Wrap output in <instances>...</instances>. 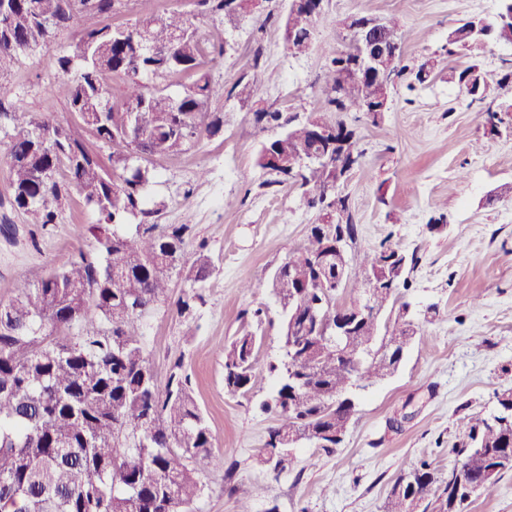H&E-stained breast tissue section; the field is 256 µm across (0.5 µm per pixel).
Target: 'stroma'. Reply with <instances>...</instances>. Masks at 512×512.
I'll use <instances>...</instances> for the list:
<instances>
[{
    "mask_svg": "<svg viewBox=\"0 0 512 512\" xmlns=\"http://www.w3.org/2000/svg\"><path fill=\"white\" fill-rule=\"evenodd\" d=\"M307 52L289 50L279 24L265 12L281 14L283 0H263L259 13L235 22L213 19L186 0L181 11L191 31L213 47L228 46L223 60L205 62L214 80L232 87L239 79L257 81L260 96L243 101L227 95L210 101L222 113L221 131L179 156L150 163V193L164 207L161 224H188L186 253L204 251L213 271L205 302L188 317L161 305L145 318V346L158 374L183 358L194 397L205 412L224 466L202 474V512H381L403 466L429 462L437 474L461 463L466 442L461 425L489 413L496 394L512 389V200L488 201L512 183V135L491 132L478 111L512 103V81L475 101L448 80L442 48L460 20L491 15L498 0H324ZM390 17L402 35L405 64L431 58L428 82L408 90L397 81L380 122L364 113L343 112L364 152L349 175L345 192L358 228L355 247L371 252L388 243L419 261L402 291L419 332L398 371L358 390L356 412L343 443L333 452L297 449L294 472L277 477L257 460L274 423L260 403L271 390L268 363L284 354L280 307L270 296V274L303 241L317 212L301 201L295 187L272 184L255 162L261 140L271 130L255 114L279 108L308 119L326 110L320 80L324 66L346 43L342 20L351 16ZM77 32H58L49 48L20 55L1 77L12 104L33 116L52 117L82 139L101 161L111 150L93 135L66 100L49 93L56 72L54 55L72 53ZM261 59H254V51ZM10 139L0 130V302L14 295V280L46 276L61 259L91 251L93 211L78 193L58 207L56 223H30L9 202L7 153ZM206 179H199L200 171ZM251 290H244V282ZM264 303L263 339L255 352L253 394L224 390L221 349L237 336L245 310ZM397 419L399 430L388 423Z\"/></svg>",
    "mask_w": 512,
    "mask_h": 512,
    "instance_id": "stroma-1",
    "label": "stroma"
}]
</instances>
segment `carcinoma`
Masks as SVG:
<instances>
[{"label": "carcinoma", "instance_id": "cac0c4a2", "mask_svg": "<svg viewBox=\"0 0 512 512\" xmlns=\"http://www.w3.org/2000/svg\"><path fill=\"white\" fill-rule=\"evenodd\" d=\"M125 0H13L12 37L0 35V73L30 48L51 44L62 29H79L81 42L108 45L106 64L82 62L78 52L54 57L58 79L52 94L67 100L77 114L97 108L106 96L103 76L118 75L125 87L121 105L94 113L86 122L97 137L112 145V170L79 138L52 118H33L19 107L0 111V121L13 128L7 162L13 206L31 216L33 224H53L56 204L73 185L96 214L92 225L96 251L79 252L37 283L17 277L14 297L0 303V512H198L205 494L200 474L224 467L213 448V435L196 403L183 359L176 358L165 379L157 377L144 346L143 318L168 299L169 274L184 271L185 289L175 303L184 317L204 301L212 273L210 257L200 250L186 257L188 224L164 227L149 222L163 203L149 198L151 175L146 163L186 151L202 131L213 135L224 124L208 102L224 95V85L202 70L203 60L217 52L196 37L175 39L186 27L179 13H153L128 26L119 40L114 27L97 19L119 12ZM204 11L232 22L226 0H195ZM43 5L49 25L36 21L34 6ZM284 28L311 36L301 11L281 19ZM146 34L148 54L138 40ZM350 58L340 51L331 58L322 79L328 104L356 110L362 98L372 102L379 86H350L343 98L332 95L336 74ZM193 72L196 79L173 97L165 89L149 90L141 75ZM512 78L471 66L448 70V81L485 98L492 88ZM144 105L143 134L132 139L134 123L128 109ZM265 128H285L262 141L256 164L273 170L276 157L302 159L327 151L306 124L280 110L256 113ZM41 129L45 141L34 130ZM67 172L69 183L55 174ZM333 176L319 164L303 174H276L274 183L297 182L301 201ZM341 213L339 223L311 224L304 243L278 266L270 279L271 294L281 309L283 359L268 366L276 377L274 390L260 407L274 416L259 460L276 475L293 469L290 440L310 443L325 452L336 448V433H346L355 412V389L393 374L408 352L398 337L416 336L400 323L408 306L400 302L403 278L392 294L375 296L373 309L388 311L376 322L362 316L353 324L347 346L355 352L372 349L356 366L336 354L318 336L289 335L290 321L315 326L336 323L350 307L337 304L336 284L316 281L308 263L336 238L348 240L347 278L368 281L381 261L414 265L416 255L381 244L371 254L355 253L357 225L348 197L326 204ZM136 223H130V220ZM261 337L244 331L224 345V389L248 395L255 388V351ZM460 466L438 480L423 462L404 470L385 498L382 512H464L473 497L491 488L512 470V390L497 395L495 410L470 420L468 442L460 449Z\"/></svg>", "mask_w": 512, "mask_h": 512}]
</instances>
